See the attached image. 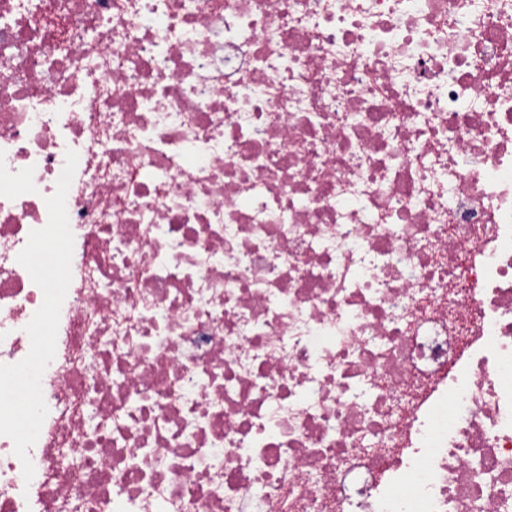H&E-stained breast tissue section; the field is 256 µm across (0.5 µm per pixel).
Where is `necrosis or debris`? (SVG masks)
Returning a JSON list of instances; mask_svg holds the SVG:
<instances>
[{
  "instance_id": "necrosis-or-debris-1",
  "label": "necrosis or debris",
  "mask_w": 512,
  "mask_h": 512,
  "mask_svg": "<svg viewBox=\"0 0 512 512\" xmlns=\"http://www.w3.org/2000/svg\"><path fill=\"white\" fill-rule=\"evenodd\" d=\"M0 512H512V0H0Z\"/></svg>"
}]
</instances>
